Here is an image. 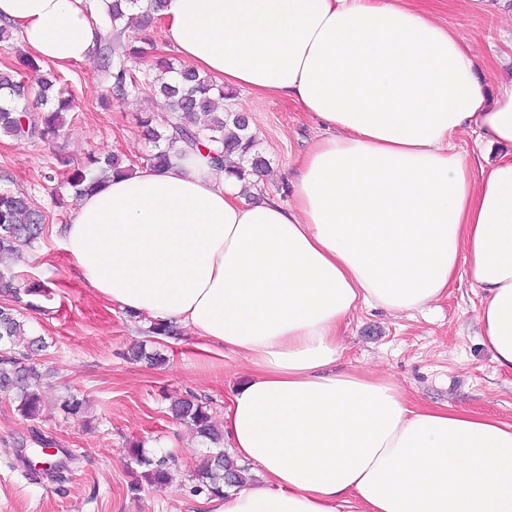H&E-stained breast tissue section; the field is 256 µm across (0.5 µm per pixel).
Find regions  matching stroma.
<instances>
[{
    "label": "stroma",
    "mask_w": 512,
    "mask_h": 512,
    "mask_svg": "<svg viewBox=\"0 0 512 512\" xmlns=\"http://www.w3.org/2000/svg\"><path fill=\"white\" fill-rule=\"evenodd\" d=\"M439 21L451 22L463 45L484 63L483 85L495 95L512 80V0H424ZM54 73L64 91L78 100L53 142L18 140L0 134V187L26 193L46 217L48 233L20 255L0 262L21 285L41 284L27 322L48 344L30 353L46 375L42 419L21 417L11 396L0 393V512H212L205 495L191 491L206 447L186 425L172 419V401L194 396L207 402L215 425H223L233 389L250 373L246 360L216 350L201 352L191 331L180 338L151 337L147 318L129 317L99 298L73 272L67 252L50 228L68 223L77 204L60 182L45 180L50 170L82 167L89 155H116L143 166L152 147L139 120L151 110L163 114L144 94L105 101L111 85L100 59ZM228 103L251 122L257 149L269 162L260 196L290 201L288 179L296 158L324 135L295 103L274 95L230 89ZM482 295L467 268H460L447 297L412 315L393 316L361 308L340 339L342 364L390 375L420 403L449 405L512 423V370L500 368L482 346L476 321ZM146 345L166 357L164 364L132 361L128 352ZM78 393L88 408L64 416L63 397ZM70 449L67 480L30 484L10 463L32 432ZM140 444L176 460L172 482L148 485L126 450Z\"/></svg>",
    "instance_id": "obj_1"
}]
</instances>
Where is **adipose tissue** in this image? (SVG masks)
Segmentation results:
<instances>
[{
	"label": "adipose tissue",
	"mask_w": 512,
	"mask_h": 512,
	"mask_svg": "<svg viewBox=\"0 0 512 512\" xmlns=\"http://www.w3.org/2000/svg\"><path fill=\"white\" fill-rule=\"evenodd\" d=\"M0 20L59 68L101 37L84 0H0ZM155 21L186 67L324 130L291 202H248L262 177L203 147L112 176L53 228L99 297L250 363L224 434L258 481L214 512H512V424L338 366L358 308L423 311L464 265L482 341L512 370V80L488 98L420 0H167ZM464 131L509 151L470 160Z\"/></svg>",
	"instance_id": "ef3b65f1"
}]
</instances>
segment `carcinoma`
Wrapping results in <instances>:
<instances>
[{"instance_id": "carcinoma-1", "label": "carcinoma", "mask_w": 512, "mask_h": 512, "mask_svg": "<svg viewBox=\"0 0 512 512\" xmlns=\"http://www.w3.org/2000/svg\"><path fill=\"white\" fill-rule=\"evenodd\" d=\"M162 7L163 0H147L145 4L140 0H112L105 14V22L112 34L125 41L126 46L124 54L104 58L103 68L112 69V96L121 100L131 93L148 90L163 101L168 112V134L153 126V116L148 114L140 120L154 147L148 162L162 166L177 144L192 148L207 141L217 145L215 150L209 151L216 165L233 167L239 175L263 171L268 167V161L256 150L249 121L238 112L219 109V103L228 99V95L210 77L190 68H176L162 58L155 62L153 78L138 77L136 63L147 54L146 48L141 46L144 42L140 37L142 28L151 21V14ZM28 70H39L36 60L28 56L12 67L0 69V94L3 95L0 133L18 139H49L60 131L64 114L75 111L79 105L72 95L54 91L53 80L46 77L35 86L25 84ZM108 171L122 174L131 168L123 165V160L115 155L93 156L84 167L67 176L65 183L75 196L80 197L105 181ZM44 233L45 216L32 209L24 194L0 190L1 257L19 254L41 239ZM41 292L43 287L40 285L23 288L17 282V276L7 277L0 273V296L10 298V302L0 304V392L13 394L18 413L29 420L42 417L45 411L40 393L43 373L23 362V350L42 348L44 340L27 333L21 310L35 307L33 302L25 301L23 297ZM86 407L87 400L78 394H70L59 403V409L72 416L84 412ZM170 411L180 423L192 427L199 437L217 446L195 472L193 493H204L210 498L221 497L224 488L233 487L248 478V469L238 465L224 449L218 447L221 434L212 424L205 402L194 396L182 398L172 404ZM126 453L131 462L143 468L142 478L149 485L163 488L172 480L174 463L171 456H149L138 444L131 445ZM41 461L46 467L40 471L23 463L25 478L34 484L45 478L53 482L63 481L72 457L63 449L57 455L42 456Z\"/></svg>"}]
</instances>
